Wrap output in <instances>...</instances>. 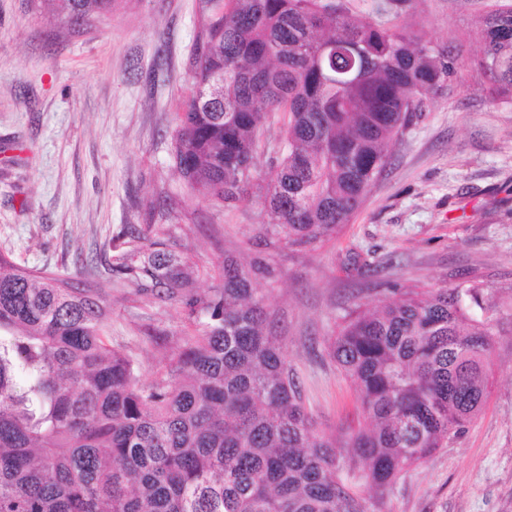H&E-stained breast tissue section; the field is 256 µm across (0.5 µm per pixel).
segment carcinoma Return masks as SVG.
Here are the masks:
<instances>
[{
	"label": "carcinoma",
	"instance_id": "obj_1",
	"mask_svg": "<svg viewBox=\"0 0 512 512\" xmlns=\"http://www.w3.org/2000/svg\"><path fill=\"white\" fill-rule=\"evenodd\" d=\"M60 3L71 27L113 0ZM193 89L173 163L186 186L232 205L256 187L290 247L336 235L387 165L390 145L455 59L418 24L351 17L342 0H198ZM474 68L512 102V4L479 20ZM218 97H204L213 78ZM284 114L272 177L253 183L257 134ZM255 266L230 256L198 293L163 242L111 268L134 294L185 304L193 334L143 383L112 347L100 288H73L0 254V512H385L392 485L462 432L487 397L494 326L478 286L409 289L356 307L327 339L364 424L317 433ZM375 494L367 507L365 491Z\"/></svg>",
	"mask_w": 512,
	"mask_h": 512
}]
</instances>
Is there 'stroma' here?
Segmentation results:
<instances>
[{
    "instance_id": "obj_1",
    "label": "stroma",
    "mask_w": 512,
    "mask_h": 512,
    "mask_svg": "<svg viewBox=\"0 0 512 512\" xmlns=\"http://www.w3.org/2000/svg\"><path fill=\"white\" fill-rule=\"evenodd\" d=\"M501 0H346L388 25L405 12L456 55L452 89L430 91L393 145L365 203L336 236L293 251L267 232L255 196L227 208L192 194L171 161L193 85L197 0H115L79 29L39 0H0V252L75 288L103 289L112 345L143 381L164 371L182 304L130 296L110 269L137 245L183 250L211 288L225 255L260 263L268 323L296 371L318 433L363 418L327 353L354 303L463 281L495 303L488 397L465 430L395 484L387 512H512V103L487 95L473 67L477 18ZM282 119L267 117L256 175L271 176Z\"/></svg>"
}]
</instances>
